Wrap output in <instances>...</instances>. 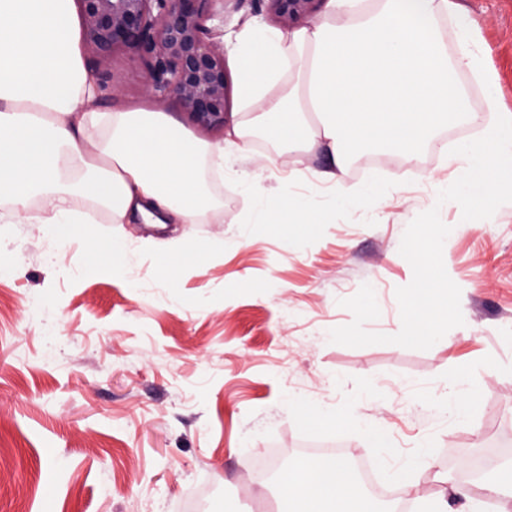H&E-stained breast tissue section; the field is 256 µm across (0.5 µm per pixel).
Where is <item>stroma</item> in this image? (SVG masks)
Masks as SVG:
<instances>
[{
	"instance_id": "obj_1",
	"label": "stroma",
	"mask_w": 512,
	"mask_h": 512,
	"mask_svg": "<svg viewBox=\"0 0 512 512\" xmlns=\"http://www.w3.org/2000/svg\"><path fill=\"white\" fill-rule=\"evenodd\" d=\"M455 2L512 113V0ZM253 22L275 25L263 0H226L225 49ZM80 56L123 80L98 108L153 109L134 51L106 68L88 48ZM325 165L261 136L235 163L273 196L294 176L301 201L326 209L313 176ZM454 175L439 144L426 146L381 171L390 192L380 206L336 212L305 239L291 224H248L251 196L230 177L224 216L210 224H77L61 243L43 224L0 223V512H278L304 440L342 439L352 462L378 431L398 464L433 449L439 466L419 482L434 495L460 480L462 456L512 447V192L479 229L435 206L432 183ZM437 233L448 282L426 298L450 320L440 341L412 342L404 305L421 269L406 245ZM90 235L121 238L130 272L87 274ZM200 241L208 252L167 286L165 259ZM408 381L429 384L433 404L468 382L469 424L445 430L417 416ZM371 387L378 399H365ZM347 411L359 427L303 422ZM273 448L276 466L256 478L251 454Z\"/></svg>"
}]
</instances>
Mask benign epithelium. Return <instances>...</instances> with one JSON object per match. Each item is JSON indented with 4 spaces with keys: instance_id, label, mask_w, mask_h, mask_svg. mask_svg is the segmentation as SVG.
Returning a JSON list of instances; mask_svg holds the SVG:
<instances>
[{
    "instance_id": "1",
    "label": "benign epithelium",
    "mask_w": 512,
    "mask_h": 512,
    "mask_svg": "<svg viewBox=\"0 0 512 512\" xmlns=\"http://www.w3.org/2000/svg\"><path fill=\"white\" fill-rule=\"evenodd\" d=\"M83 40L99 59L131 49L157 105L174 98L188 120L220 127L227 115L224 32L207 26L214 0H77ZM284 24L314 11L317 0H265Z\"/></svg>"
}]
</instances>
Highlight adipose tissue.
<instances>
[{
    "mask_svg": "<svg viewBox=\"0 0 512 512\" xmlns=\"http://www.w3.org/2000/svg\"><path fill=\"white\" fill-rule=\"evenodd\" d=\"M73 0H0L1 224H44L60 240L75 224L147 218L157 224H203L220 208L199 174L200 161L225 169L241 156L255 127L280 151H322L335 207L379 205L375 184H347L357 157L414 159L440 124L461 116L481 126L482 142L455 145L457 176L439 185L437 203L489 223L493 194L512 187V114L503 113L496 81L474 45L469 21L450 0H326L322 19L282 32L246 28L234 54L243 119H232L219 147L192 141L162 111H104L99 89L77 48ZM451 14L461 49L449 56L434 20ZM467 71L484 85L473 111L455 81ZM409 340H432L447 310L407 306ZM432 449L386 466L382 479L419 503V512H448L444 496L426 497L420 465H436ZM283 512H368L344 461L322 466L294 459L282 476Z\"/></svg>",
    "mask_w": 512,
    "mask_h": 512,
    "instance_id": "obj_1",
    "label": "adipose tissue"
}]
</instances>
